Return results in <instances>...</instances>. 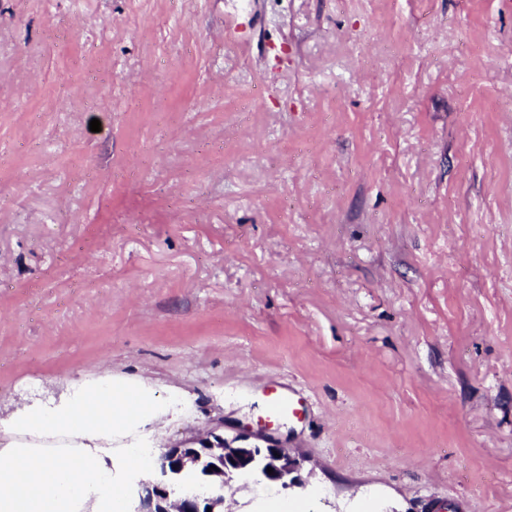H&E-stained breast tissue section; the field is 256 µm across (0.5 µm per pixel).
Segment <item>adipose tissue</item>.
Segmentation results:
<instances>
[{
    "mask_svg": "<svg viewBox=\"0 0 512 512\" xmlns=\"http://www.w3.org/2000/svg\"><path fill=\"white\" fill-rule=\"evenodd\" d=\"M143 392L111 374L76 381L47 403H22L0 421V512H127L128 494L155 467L156 451L127 448L115 481L112 434L157 416Z\"/></svg>",
    "mask_w": 512,
    "mask_h": 512,
    "instance_id": "ef3b65f1",
    "label": "adipose tissue"
}]
</instances>
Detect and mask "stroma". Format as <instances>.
Wrapping results in <instances>:
<instances>
[{
    "instance_id": "stroma-1",
    "label": "stroma",
    "mask_w": 512,
    "mask_h": 512,
    "mask_svg": "<svg viewBox=\"0 0 512 512\" xmlns=\"http://www.w3.org/2000/svg\"><path fill=\"white\" fill-rule=\"evenodd\" d=\"M106 372L304 454L224 512H512V0H0V418ZM305 410V400L300 395L293 394L286 399L280 392L273 391L271 397V416L273 418L284 415L299 418L304 414Z\"/></svg>"
}]
</instances>
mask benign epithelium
Returning <instances> with one entry per match:
<instances>
[{
    "mask_svg": "<svg viewBox=\"0 0 512 512\" xmlns=\"http://www.w3.org/2000/svg\"><path fill=\"white\" fill-rule=\"evenodd\" d=\"M265 447L246 446L247 436L227 441L213 434L205 439H191L187 446H172L161 451L153 480L144 485L139 512H219L224 501V486L234 477L249 471L254 477L278 484L284 489L301 485L297 472L300 460L282 448L269 434L261 435ZM273 473H267V468ZM202 469L206 488L185 494L178 502L170 495L186 470Z\"/></svg>",
    "mask_w": 512,
    "mask_h": 512,
    "instance_id": "1",
    "label": "benign epithelium"
}]
</instances>
